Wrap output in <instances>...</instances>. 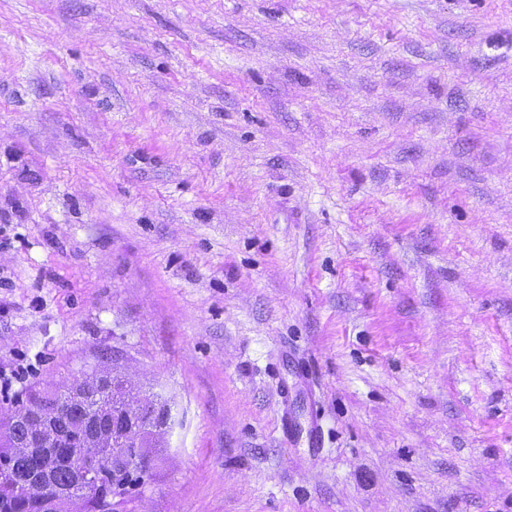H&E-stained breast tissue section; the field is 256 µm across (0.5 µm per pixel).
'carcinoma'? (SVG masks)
Returning <instances> with one entry per match:
<instances>
[{
    "instance_id": "cac0c4a2",
    "label": "carcinoma",
    "mask_w": 512,
    "mask_h": 512,
    "mask_svg": "<svg viewBox=\"0 0 512 512\" xmlns=\"http://www.w3.org/2000/svg\"><path fill=\"white\" fill-rule=\"evenodd\" d=\"M112 373V365L100 362L90 371L82 373L69 382L65 391H47L36 394L26 401L16 404L7 417L0 418V461L27 484V490L19 495L8 496L0 491V512H41L40 503L46 498L43 488L38 483L42 470L50 469L53 483L62 488L75 486V474L66 458L76 451L85 457H99L101 466L112 469V457H101L104 448L111 447L112 437L121 427V420L116 413L124 404V399L134 397L139 389L126 387L116 381L111 388L97 384L100 377ZM151 401L153 424L143 429L142 443L147 448H158L160 440L156 437V428L163 423L167 413V404L146 396ZM112 404V412L106 413L103 406ZM30 405L41 406L56 411L52 432H79L84 437V447L55 448L54 457H44L28 448L29 436L34 428L33 422L24 414ZM102 502L87 505L86 512H113L112 507L121 503H112V483L103 477L101 487Z\"/></svg>"
}]
</instances>
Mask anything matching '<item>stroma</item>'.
<instances>
[{
	"label": "stroma",
	"mask_w": 512,
	"mask_h": 512,
	"mask_svg": "<svg viewBox=\"0 0 512 512\" xmlns=\"http://www.w3.org/2000/svg\"><path fill=\"white\" fill-rule=\"evenodd\" d=\"M114 356L125 512H512V0H0V407ZM145 397L146 399L151 400V415L153 416L154 424H152V426L144 427L142 434V443L145 445V447L142 448H158L161 446V442L155 436L156 431L160 434V437L164 439L165 436H168L169 432L171 431L172 420L166 421L163 425H160L158 427L159 424L163 423L168 413L167 404L165 402H162L161 400H158V398L155 399L154 396L151 397L150 395H146Z\"/></svg>",
	"instance_id": "obj_1"
}]
</instances>
